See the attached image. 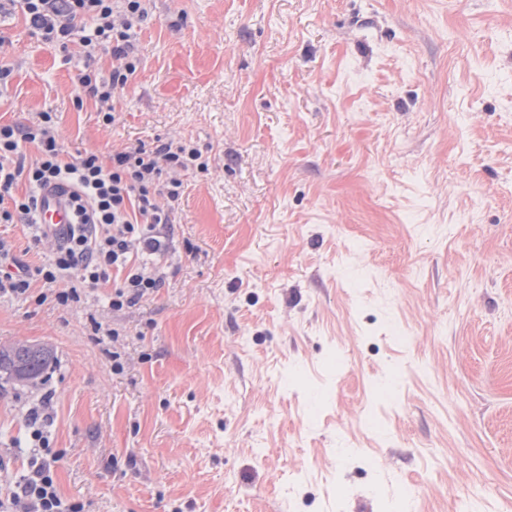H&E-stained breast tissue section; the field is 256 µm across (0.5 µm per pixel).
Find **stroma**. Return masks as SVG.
<instances>
[{"instance_id":"stroma-1","label":"stroma","mask_w":512,"mask_h":512,"mask_svg":"<svg viewBox=\"0 0 512 512\" xmlns=\"http://www.w3.org/2000/svg\"><path fill=\"white\" fill-rule=\"evenodd\" d=\"M115 123L0 0V122L185 140L161 288L0 300V493L52 397L82 512H512V0H147ZM21 264L53 251L1 224ZM119 340H112L111 331ZM51 359V351L43 346L33 348L23 343H1L0 380L34 381L42 375ZM20 372L23 375L19 376Z\"/></svg>"}]
</instances>
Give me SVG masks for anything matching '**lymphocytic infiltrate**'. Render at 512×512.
I'll return each instance as SVG.
<instances>
[{
	"label": "lymphocytic infiltrate",
	"mask_w": 512,
	"mask_h": 512,
	"mask_svg": "<svg viewBox=\"0 0 512 512\" xmlns=\"http://www.w3.org/2000/svg\"><path fill=\"white\" fill-rule=\"evenodd\" d=\"M42 38L61 50L78 45L86 61L99 49L111 46L117 65L110 82L98 81L92 69L75 77L78 92L108 102L117 87L135 74L139 60L132 38L147 16L145 0H16ZM37 154L27 158L24 148ZM201 151L185 142L170 140L139 144L113 151L109 160L87 153L75 157L64 150L52 113L41 112L26 125L0 122V223L28 225L35 239L52 235L38 223L42 190H66L74 222L56 243L52 263L35 268L15 265L12 245L0 238V297L23 295L33 278L55 287L54 299L65 305L79 297V287L58 289L66 271L80 272V287L112 286L114 310L135 306L160 288L162 277L143 254L162 250V238L172 222L173 204L183 182L178 172L206 170ZM25 194H18L19 185ZM31 428L28 443L39 451L31 470L0 512H80L76 502L57 492L52 464L43 453L49 446L43 429L52 418L50 397H41L27 411Z\"/></svg>",
	"instance_id": "lymphocytic-infiltrate-1"
}]
</instances>
